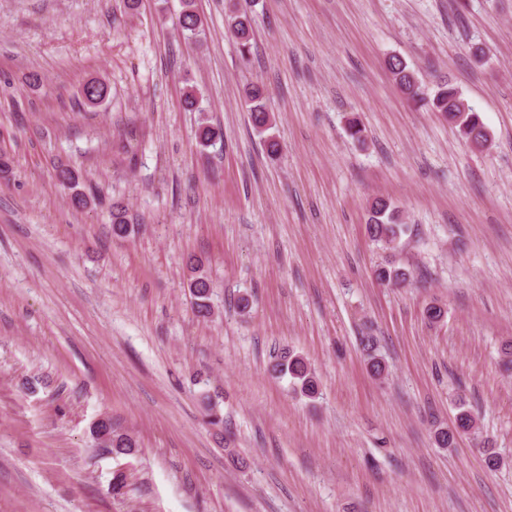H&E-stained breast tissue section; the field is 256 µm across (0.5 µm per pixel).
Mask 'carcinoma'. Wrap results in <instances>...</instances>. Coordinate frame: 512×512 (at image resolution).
I'll use <instances>...</instances> for the list:
<instances>
[{"label":"carcinoma","instance_id":"1","mask_svg":"<svg viewBox=\"0 0 512 512\" xmlns=\"http://www.w3.org/2000/svg\"><path fill=\"white\" fill-rule=\"evenodd\" d=\"M179 26L190 38L195 37L200 31L202 21L194 0H182ZM227 27L235 39L240 60L245 65L249 64L253 48V20L249 12L235 3L230 5ZM388 66L408 100L441 113L448 120V124L463 132L464 138H473V148L480 149L489 141L480 115L465 105L455 88L446 82L440 83L434 95L430 97L425 93L416 73L409 68L402 57L397 55L389 57ZM80 96L84 105L96 107L108 97V86L104 81L92 78L82 85ZM243 98L254 128L260 133L272 129L274 117L264 103L263 88L257 84H251L244 88ZM222 137L223 131L219 126L204 124L198 130V142L203 147L211 145ZM56 178L60 184L73 189L70 205L74 210L82 211L95 202L94 197L78 189V177L70 167L58 166ZM367 215L366 231L369 238L391 248L395 247L408 230V226L402 222L398 208L387 199L370 200L367 205ZM130 232L131 228L124 211L116 206L112 207V233L125 237ZM374 276L382 284L401 285L408 280L409 272L402 266L388 263L378 266ZM188 288L194 297L197 316L208 317L211 314L210 283L202 264L198 263L191 267ZM360 347L370 375L375 378L382 377L386 366L379 351L378 339L373 336L371 329H366L360 336ZM272 371L282 377H288L292 390L296 394L313 398L319 392V381L315 373L307 360L298 353L290 351L284 353L272 366ZM456 410L453 427L441 428L435 432V442L441 448L452 447L456 435L474 433L478 429L477 417L464 402H459ZM92 435L99 441L100 447L114 456L131 455L138 447L137 441L127 431L115 425L109 416H103L94 423Z\"/></svg>","mask_w":512,"mask_h":512}]
</instances>
